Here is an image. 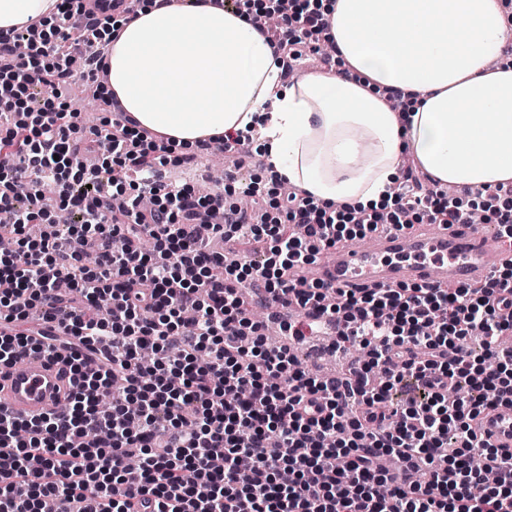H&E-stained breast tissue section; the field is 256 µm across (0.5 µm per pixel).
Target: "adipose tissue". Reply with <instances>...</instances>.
<instances>
[{"instance_id":"ef3b65f1","label":"adipose tissue","mask_w":512,"mask_h":512,"mask_svg":"<svg viewBox=\"0 0 512 512\" xmlns=\"http://www.w3.org/2000/svg\"><path fill=\"white\" fill-rule=\"evenodd\" d=\"M59 0H0V32L52 19ZM350 77L285 82L262 28L216 0H147L115 22L107 98L182 151L260 132L280 185L388 211L401 156L439 185L512 182V21L498 0H319ZM405 96L390 108L387 89Z\"/></svg>"}]
</instances>
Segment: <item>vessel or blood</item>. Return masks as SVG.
Returning a JSON list of instances; mask_svg holds the SVG:
<instances>
[{"mask_svg": "<svg viewBox=\"0 0 512 512\" xmlns=\"http://www.w3.org/2000/svg\"><path fill=\"white\" fill-rule=\"evenodd\" d=\"M512 262L495 234L435 224L423 233L380 232L361 247H337L329 262L316 266L309 281L336 288H376L416 281L438 286L475 284ZM70 389L66 367L48 354H30L0 370V404L25 418L57 411ZM478 435L502 451H512V409L480 417Z\"/></svg>", "mask_w": 512, "mask_h": 512, "instance_id": "obj_1", "label": "vessel or blood"}]
</instances>
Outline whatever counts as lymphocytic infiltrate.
<instances>
[{"label":"lymphocytic infiltrate","mask_w":512,"mask_h":512,"mask_svg":"<svg viewBox=\"0 0 512 512\" xmlns=\"http://www.w3.org/2000/svg\"><path fill=\"white\" fill-rule=\"evenodd\" d=\"M111 0H61L53 21L0 34V368L46 352L69 369L65 409L23 419L0 407V512H512V453L472 423L512 406V279L336 289L294 287L321 251L384 230L466 224L473 210L512 243V184L477 192L401 182L390 223L301 189L225 206L159 180L165 144L113 105L78 127L66 89L95 80L115 37ZM283 72L316 52L318 13L275 4ZM43 84L34 99L35 84ZM61 186L77 220L39 236ZM221 238L225 249L210 250ZM266 240L257 263L245 242ZM369 359L344 374L304 369L322 318ZM480 337L473 357L466 342ZM467 383L452 399L450 385ZM480 456L483 470L472 469Z\"/></svg>","instance_id":"obj_1"}]
</instances>
